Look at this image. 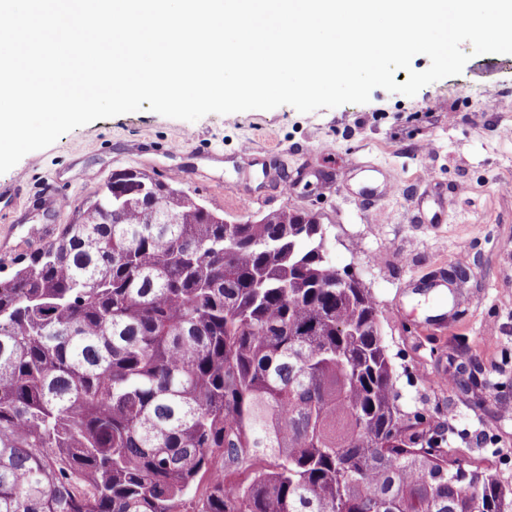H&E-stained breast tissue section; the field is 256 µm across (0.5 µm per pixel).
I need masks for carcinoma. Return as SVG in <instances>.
<instances>
[{"label": "carcinoma", "instance_id": "1", "mask_svg": "<svg viewBox=\"0 0 512 512\" xmlns=\"http://www.w3.org/2000/svg\"><path fill=\"white\" fill-rule=\"evenodd\" d=\"M326 228L137 170L0 277V512H512L397 404Z\"/></svg>", "mask_w": 512, "mask_h": 512}]
</instances>
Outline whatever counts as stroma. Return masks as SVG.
<instances>
[{"instance_id":"1","label":"stroma","mask_w":512,"mask_h":512,"mask_svg":"<svg viewBox=\"0 0 512 512\" xmlns=\"http://www.w3.org/2000/svg\"><path fill=\"white\" fill-rule=\"evenodd\" d=\"M478 92L497 110L475 111ZM357 162L390 175L394 188L375 206L338 181ZM123 169L161 181L179 170V189L229 222L288 209L325 224L332 262L377 302L399 407L444 430L451 459L512 484V55L474 56L460 75L412 97L377 88L365 104L194 122L144 109L76 128L0 174V189L27 177L19 198L0 207V258L36 250L29 225L57 237ZM51 194L65 207L51 206ZM441 269L455 274L452 288L435 287ZM438 375L456 382L435 384Z\"/></svg>"}]
</instances>
